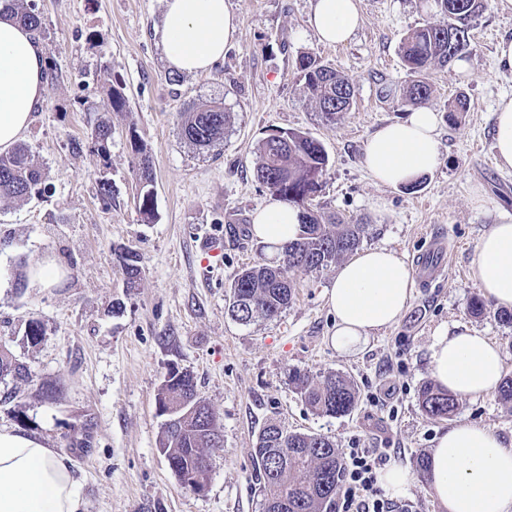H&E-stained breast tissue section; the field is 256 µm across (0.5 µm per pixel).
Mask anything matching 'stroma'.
I'll use <instances>...</instances> for the list:
<instances>
[{
  "instance_id": "obj_1",
  "label": "stroma",
  "mask_w": 512,
  "mask_h": 512,
  "mask_svg": "<svg viewBox=\"0 0 512 512\" xmlns=\"http://www.w3.org/2000/svg\"><path fill=\"white\" fill-rule=\"evenodd\" d=\"M49 66L56 78L22 139L47 179L40 197L0 199V342L25 365L26 381H0V426L22 429L46 447L65 449L82 480L85 512H263L253 460L269 423L324 434L340 448L386 449L391 462L413 467L437 437L459 422L490 425L512 440V408L497 395L461 399L448 419L420 408L431 382L429 346L436 330L466 326L500 349L512 376V326L486 305L469 275L478 239L502 213L512 214V170L498 168L494 113L512 98V73L499 71L495 48L512 37V13L487 6L471 30L465 62L427 71L437 113L442 161L420 190L375 183L361 162L365 141L381 124L411 111L386 88L409 79L401 38L432 18L433 0H359L361 27L343 45H324L309 25L311 0H229L239 29L211 71L167 81L155 36L162 0H37ZM307 52L346 74L355 86L351 109L326 124L296 80ZM116 80L129 112L108 108L103 88ZM465 95L469 110L449 123L447 106ZM223 102L231 123L222 144L199 151L180 135V114L198 100ZM112 127L106 151L90 138ZM319 140L329 171L314 210L368 230L362 247L396 250L407 265L431 237L448 243L444 274L413 287L399 321L372 333L362 351L342 354L330 336L327 303L335 267L295 274V295L272 321L243 326L227 314L238 272L267 257L251 227L272 197L255 177L257 147L280 131ZM148 148L156 181L155 217L136 205L131 137ZM112 185V201L98 195ZM484 204L474 207V190ZM224 238V251L202 254L199 241ZM137 253L138 287L125 284L115 249ZM51 260L64 272L52 288L28 286V273ZM45 335L25 336L30 320ZM193 374L199 397L218 416L222 447L211 449L205 494L184 489L158 447L164 423L158 390L170 368ZM311 376L339 371L359 400L347 416H319L288 383L290 370ZM56 385L54 399L43 389Z\"/></svg>"
}]
</instances>
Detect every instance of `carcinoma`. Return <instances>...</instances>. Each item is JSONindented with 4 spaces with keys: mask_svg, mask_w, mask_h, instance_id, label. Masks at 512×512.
<instances>
[{
    "mask_svg": "<svg viewBox=\"0 0 512 512\" xmlns=\"http://www.w3.org/2000/svg\"><path fill=\"white\" fill-rule=\"evenodd\" d=\"M438 19L426 21L411 30L400 42V55L410 77L401 99L417 105L431 94V86L422 80L425 71L435 65L445 66L472 53V22L483 12L486 0H434ZM5 9L16 20L33 30L43 31V17L34 3L6 0ZM296 77L302 82L308 99L321 118L336 123L339 114L350 110L355 90L348 77L308 53L295 63ZM111 111H129L122 88L108 85ZM468 111V103L459 95L448 103V121L457 123ZM230 127V113L224 103L201 100L181 113L180 131L190 146L208 150L224 142ZM111 127L95 126L91 139L102 154H107ZM136 177V202L146 220L154 217L155 174L147 151L132 143ZM329 157L324 146L301 131H282L267 137L259 147L256 177L275 199L302 211L300 237L282 247V259L262 262L241 270L235 277L228 303V313L241 325L277 318L294 296V280L288 271L312 273L324 270L360 245L368 225L345 224L334 215L311 208L322 190L328 172ZM45 174L29 151L17 145L0 154V198L29 200L42 194ZM125 274L126 287H137L141 268L131 251L118 255ZM28 378L25 367L0 344V380L7 376ZM289 383L309 409L330 417L351 414L358 404L354 383L341 372L321 377L294 370ZM156 403L167 417L159 448L174 463L172 472L180 485L210 481L208 449L223 446V435L213 409L200 400L194 377L177 371L170 382L161 384ZM419 405L428 416L446 420L455 412L458 398L432 384L421 387ZM263 495V512H327L341 490L344 480L343 453L336 441L324 434L289 433L269 424L259 433L253 448Z\"/></svg>",
    "mask_w": 512,
    "mask_h": 512,
    "instance_id": "carcinoma-1",
    "label": "carcinoma"
}]
</instances>
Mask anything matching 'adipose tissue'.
Returning a JSON list of instances; mask_svg holds the SVG:
<instances>
[{
  "label": "adipose tissue",
  "mask_w": 512,
  "mask_h": 512,
  "mask_svg": "<svg viewBox=\"0 0 512 512\" xmlns=\"http://www.w3.org/2000/svg\"><path fill=\"white\" fill-rule=\"evenodd\" d=\"M362 21L358 0H311L309 24L319 41L347 42ZM238 32L227 0H164L157 37L169 67L184 74L211 70ZM47 49L10 15L0 16V153L29 129L44 101ZM441 162L438 117L426 107L383 124L366 140L363 165L382 185L405 184ZM300 211L273 201L253 216L254 237L270 249L298 238ZM471 278L484 297L512 309V216L479 239ZM412 273L388 248L357 251L341 264L328 294L336 319L331 342L351 354L371 333L398 322L411 298ZM435 381L460 398L494 393L502 379L499 348L469 328L437 331L430 346ZM427 480L445 512H512V443L491 427L460 422L438 436ZM82 485L71 459L37 436L0 427V512H83Z\"/></svg>",
  "instance_id": "obj_1"
}]
</instances>
